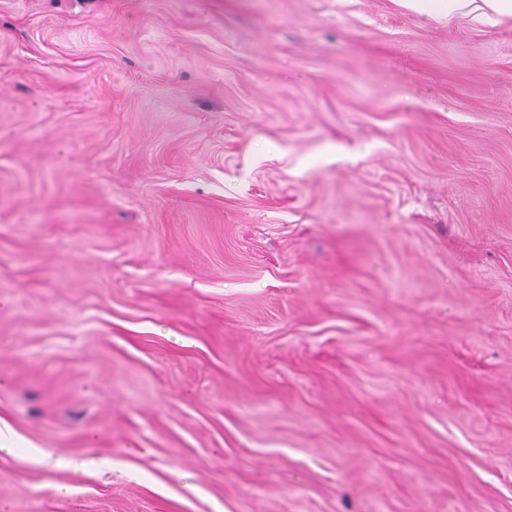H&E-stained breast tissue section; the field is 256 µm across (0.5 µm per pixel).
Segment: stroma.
Listing matches in <instances>:
<instances>
[{
	"label": "stroma",
	"mask_w": 512,
	"mask_h": 512,
	"mask_svg": "<svg viewBox=\"0 0 512 512\" xmlns=\"http://www.w3.org/2000/svg\"><path fill=\"white\" fill-rule=\"evenodd\" d=\"M0 420V512H512V17L0 0Z\"/></svg>",
	"instance_id": "stroma-1"
}]
</instances>
